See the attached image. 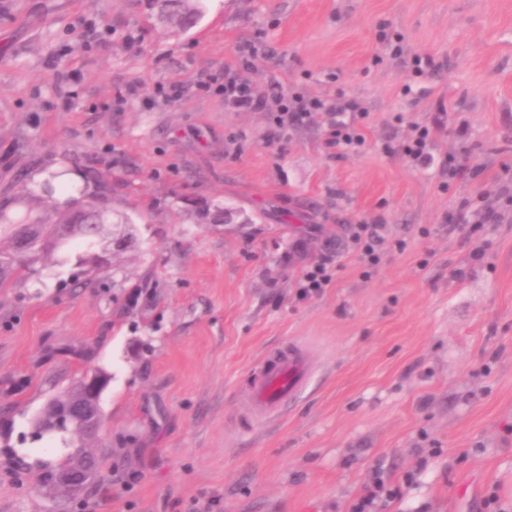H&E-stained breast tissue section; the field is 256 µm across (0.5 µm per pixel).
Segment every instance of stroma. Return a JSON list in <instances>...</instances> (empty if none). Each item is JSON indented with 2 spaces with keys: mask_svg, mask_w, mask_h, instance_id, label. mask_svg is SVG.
I'll return each mask as SVG.
<instances>
[{
  "mask_svg": "<svg viewBox=\"0 0 512 512\" xmlns=\"http://www.w3.org/2000/svg\"><path fill=\"white\" fill-rule=\"evenodd\" d=\"M231 79L267 110L225 105ZM312 100L363 145L330 147L320 112L273 138L280 102ZM417 126L426 169L400 150ZM90 168L135 245L111 300L69 265L0 290L10 444L81 344L112 376L94 512H351L376 476L399 495L372 512H512V0H204L175 35L152 0H0V212L49 219L50 175L62 202ZM359 224L383 238L369 272ZM327 254L331 285L300 297ZM292 338L318 373L243 428L256 364ZM73 509L0 461V512Z\"/></svg>",
  "mask_w": 512,
  "mask_h": 512,
  "instance_id": "35a3bbf8",
  "label": "stroma"
}]
</instances>
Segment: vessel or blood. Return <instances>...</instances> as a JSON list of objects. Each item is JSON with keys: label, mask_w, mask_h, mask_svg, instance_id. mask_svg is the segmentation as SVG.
Returning <instances> with one entry per match:
<instances>
[{"label": "vessel or blood", "mask_w": 512, "mask_h": 512, "mask_svg": "<svg viewBox=\"0 0 512 512\" xmlns=\"http://www.w3.org/2000/svg\"><path fill=\"white\" fill-rule=\"evenodd\" d=\"M315 371L316 364L304 341L291 340L270 350L254 372L251 419L279 418L309 386Z\"/></svg>", "instance_id": "vessel-or-blood-1"}]
</instances>
